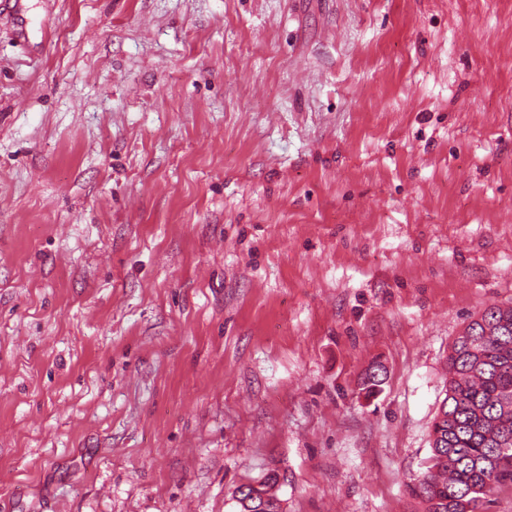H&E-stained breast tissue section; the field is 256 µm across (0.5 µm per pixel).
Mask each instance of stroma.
Returning a JSON list of instances; mask_svg holds the SVG:
<instances>
[{
    "label": "stroma",
    "mask_w": 512,
    "mask_h": 512,
    "mask_svg": "<svg viewBox=\"0 0 512 512\" xmlns=\"http://www.w3.org/2000/svg\"><path fill=\"white\" fill-rule=\"evenodd\" d=\"M510 97L512 0H0V512H422ZM259 488L253 484H243L235 488L232 498L236 502L237 512L257 511L262 505V495L268 494L266 503L273 505V501H281L277 496L275 486L276 481L269 476L264 481L258 483ZM243 488H246L243 490ZM255 495V496H254ZM247 502V503H246Z\"/></svg>",
    "instance_id": "obj_1"
}]
</instances>
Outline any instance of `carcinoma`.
Returning a JSON list of instances; mask_svg holds the SVG:
<instances>
[{"label": "carcinoma", "mask_w": 512, "mask_h": 512, "mask_svg": "<svg viewBox=\"0 0 512 512\" xmlns=\"http://www.w3.org/2000/svg\"><path fill=\"white\" fill-rule=\"evenodd\" d=\"M512 483V307L489 306L471 319L448 353V391L431 431V455L408 495L424 512H487ZM276 481L235 488L238 512L279 500Z\"/></svg>", "instance_id": "carcinoma-1"}]
</instances>
